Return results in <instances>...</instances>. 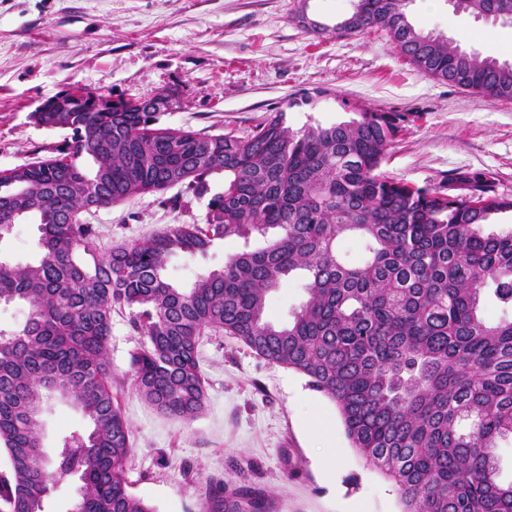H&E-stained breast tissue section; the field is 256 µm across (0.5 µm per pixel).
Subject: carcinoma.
<instances>
[{"label":"carcinoma","instance_id":"1","mask_svg":"<svg viewBox=\"0 0 512 512\" xmlns=\"http://www.w3.org/2000/svg\"><path fill=\"white\" fill-rule=\"evenodd\" d=\"M495 2L460 0L474 15ZM410 0H354L355 23L336 34L383 30L425 77L512 101V60L482 58L408 20ZM87 91L35 124L68 129L49 156L0 170V241L32 220L38 253H0V306L26 320L0 328V512H48L63 480H77L67 512H152L128 491L131 432L112 391V311H130L143 338L131 354L137 393L161 413L191 420L207 389L197 346L222 331L259 356L303 375L332 400L348 439L389 479L401 512H512V482L498 478L497 440L512 437V316L489 321L485 286L512 308V195L483 172L452 171L414 188L381 166L410 114L362 109L330 126L297 131L271 113L243 136L159 125L158 100H112ZM74 107L63 112V107ZM209 199L205 222L177 224L99 250L80 215L174 186ZM228 237L244 249L178 288L165 276L175 254L205 256ZM264 244L250 248L253 239ZM360 240L359 265L337 252ZM306 301L288 321L265 318L269 292L295 274ZM59 401L86 426L46 460L41 414ZM207 512H261L247 489L207 485Z\"/></svg>","mask_w":512,"mask_h":512}]
</instances>
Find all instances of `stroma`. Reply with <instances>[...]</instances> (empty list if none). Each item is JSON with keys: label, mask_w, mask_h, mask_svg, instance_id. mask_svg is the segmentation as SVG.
Here are the masks:
<instances>
[{"label": "stroma", "mask_w": 512, "mask_h": 512, "mask_svg": "<svg viewBox=\"0 0 512 512\" xmlns=\"http://www.w3.org/2000/svg\"><path fill=\"white\" fill-rule=\"evenodd\" d=\"M353 0H0V170L44 156L69 133L35 125L31 112L66 89L135 100L171 94L165 127L242 133L273 112L292 129L348 120L361 108L405 112L382 166L425 186L454 170L490 173L512 194V102L421 75L386 32L339 36ZM327 25L318 36L299 11ZM415 26L484 57L504 58L512 23L455 11L447 0H409ZM179 188L86 214L101 250L177 224L202 223L207 198ZM237 239L206 256L179 254L168 279L187 288L241 250ZM128 312L112 315V381L132 430L129 490L153 512H203V488L258 492L264 512H400L389 480L368 466L335 404L301 374L221 332L201 337L205 410L184 421L136 393L129 372L140 345Z\"/></svg>", "instance_id": "1"}]
</instances>
